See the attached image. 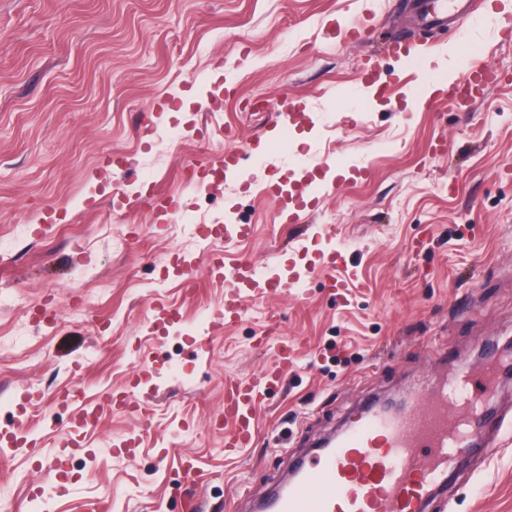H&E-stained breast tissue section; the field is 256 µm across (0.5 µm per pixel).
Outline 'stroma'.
I'll return each instance as SVG.
<instances>
[{"mask_svg":"<svg viewBox=\"0 0 512 512\" xmlns=\"http://www.w3.org/2000/svg\"><path fill=\"white\" fill-rule=\"evenodd\" d=\"M475 63L500 74L465 109L445 82ZM286 95L287 144L259 161ZM228 212L246 236L225 240ZM0 240V504L186 512L188 457L206 512H252L368 400L512 341V0L446 29L414 0H0ZM332 243L357 274L335 291L313 268ZM208 253L296 282L239 289L221 321ZM284 344L256 436L225 448L226 377ZM79 392L114 404L81 426ZM490 406L493 447L428 512H512V383Z\"/></svg>","mask_w":512,"mask_h":512,"instance_id":"1","label":"stroma"}]
</instances>
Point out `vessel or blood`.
Returning a JSON list of instances; mask_svg holds the SVG:
<instances>
[{
	"instance_id": "obj_1",
	"label": "vessel or blood",
	"mask_w": 512,
	"mask_h": 512,
	"mask_svg": "<svg viewBox=\"0 0 512 512\" xmlns=\"http://www.w3.org/2000/svg\"><path fill=\"white\" fill-rule=\"evenodd\" d=\"M495 67L480 65L449 79V93L472 106L488 91ZM322 270L331 287H346L336 276L345 257L330 248ZM224 278L238 288L281 283L276 269L257 275L248 260L225 268ZM287 354L276 370L247 379H226L224 418L233 424L224 440L229 448L250 443L255 410L271 385L282 381ZM495 384L490 377L448 376L430 382L420 398L399 411L372 405L357 412L331 447L316 449L293 471L287 485L275 486L260 512H426L429 500L447 481L470 446L486 429L482 399Z\"/></svg>"
}]
</instances>
